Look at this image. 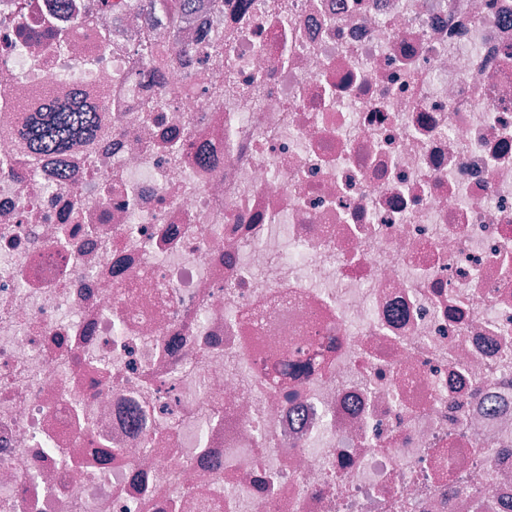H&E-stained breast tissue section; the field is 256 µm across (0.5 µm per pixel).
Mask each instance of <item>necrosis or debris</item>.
Segmentation results:
<instances>
[{
    "mask_svg": "<svg viewBox=\"0 0 512 512\" xmlns=\"http://www.w3.org/2000/svg\"><path fill=\"white\" fill-rule=\"evenodd\" d=\"M0 512H512V0H0ZM58 106L49 112H39L25 125L24 139L34 155H51L68 150L80 140H91L96 134L93 113Z\"/></svg>",
    "mask_w": 512,
    "mask_h": 512,
    "instance_id": "1",
    "label": "necrosis or debris"
}]
</instances>
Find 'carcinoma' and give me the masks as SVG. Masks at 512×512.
<instances>
[{
	"instance_id": "cac0c4a2",
	"label": "carcinoma",
	"mask_w": 512,
	"mask_h": 512,
	"mask_svg": "<svg viewBox=\"0 0 512 512\" xmlns=\"http://www.w3.org/2000/svg\"><path fill=\"white\" fill-rule=\"evenodd\" d=\"M95 134L93 113L64 105L31 117L25 125L24 139L31 153L51 155L69 149L76 141H88Z\"/></svg>"
}]
</instances>
